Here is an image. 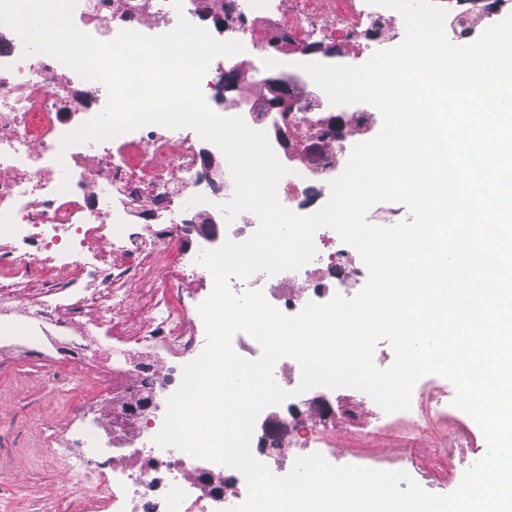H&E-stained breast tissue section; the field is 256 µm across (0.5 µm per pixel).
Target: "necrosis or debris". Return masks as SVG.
I'll list each match as a JSON object with an SVG mask.
<instances>
[{"label":"necrosis or debris","mask_w":512,"mask_h":512,"mask_svg":"<svg viewBox=\"0 0 512 512\" xmlns=\"http://www.w3.org/2000/svg\"><path fill=\"white\" fill-rule=\"evenodd\" d=\"M447 11L449 37L463 40L477 17L512 13V0H436ZM196 21L193 0H76V27L100 41L121 31L160 35L179 17ZM395 10L369 0H224L221 40L288 46L300 62H317L326 48L381 50L380 35L403 30ZM312 79L301 74L288 87L296 100L288 115V173L277 193L301 214L327 198L339 157L353 135L370 129L373 113L322 112ZM107 91L96 81L46 54H25L22 39L0 25V321L19 318L31 334L19 345L0 344V365L35 354L47 356L57 383L75 371L93 378L102 394L93 404L72 406L81 424L71 433L78 453L58 462L91 512H213L247 495L244 476L225 466L212 470L187 453L159 447L163 419L124 410L164 381L181 382L184 365L206 345L196 329L209 275L200 251L231 240L246 241L256 222L226 224L219 209L234 192L229 168L206 171V140L190 128L147 125L103 142L61 149L62 137L96 116ZM167 225L164 236L153 224ZM315 257L302 269L259 272L232 280L234 292L262 290L281 311L294 314L308 302L347 292L367 273L358 253L330 228L314 236ZM200 284L189 294L184 283ZM291 391L282 404L264 409L252 438L253 455L272 473L289 472L313 453L328 462L342 449L362 466L404 471L439 490L484 455V435L448 399L447 386L421 382L406 411L373 407L359 425H337L336 390L298 392L299 364L290 358L273 370ZM112 427V453L103 455L99 435ZM414 441L447 440L443 466L424 467L415 452H361L387 431Z\"/></svg>","instance_id":"obj_1"}]
</instances>
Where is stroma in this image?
<instances>
[{
    "instance_id": "1",
    "label": "stroma",
    "mask_w": 512,
    "mask_h": 512,
    "mask_svg": "<svg viewBox=\"0 0 512 512\" xmlns=\"http://www.w3.org/2000/svg\"><path fill=\"white\" fill-rule=\"evenodd\" d=\"M97 393L80 379L52 387L36 360L0 368V512H84L80 495L64 489L55 441L70 404Z\"/></svg>"
}]
</instances>
